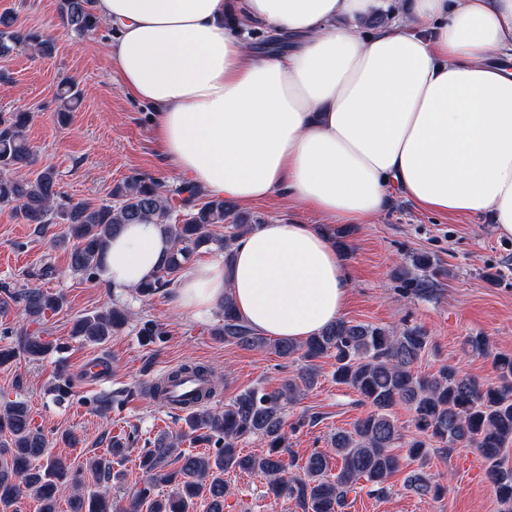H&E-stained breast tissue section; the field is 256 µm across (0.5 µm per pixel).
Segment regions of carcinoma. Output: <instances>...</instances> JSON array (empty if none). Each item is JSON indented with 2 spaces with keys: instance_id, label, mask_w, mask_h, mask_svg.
<instances>
[{
  "instance_id": "1",
  "label": "carcinoma",
  "mask_w": 512,
  "mask_h": 512,
  "mask_svg": "<svg viewBox=\"0 0 512 512\" xmlns=\"http://www.w3.org/2000/svg\"><path fill=\"white\" fill-rule=\"evenodd\" d=\"M90 2L60 0L67 28L83 35L98 26ZM19 44L28 46L35 57H49L54 51L51 36L21 33L14 29L13 15L1 13L0 57L9 56ZM56 100L58 119L65 124L80 105V93L74 83L65 80L57 88ZM30 120L31 113L21 109L0 114V204L14 205L22 223L35 225V232L42 236L55 224L65 225L66 234L59 242L72 241L69 267L89 279L99 275L108 242L126 224L151 221L161 225L174 242L155 278L138 287L139 294L148 297L175 285L194 255L212 242L224 249L225 262H230L233 243L261 223L237 211L230 200L211 197L203 202L197 187L183 183L167 191L157 179L137 172L112 189L111 203H73L59 190L56 170L37 167L38 155L26 137ZM217 227L227 233L217 236ZM438 273L425 255L411 257L410 265L398 269L405 287L418 292L427 289L426 278ZM3 294L1 305L20 304L29 321L37 325L63 304L62 297L37 287L20 294L5 288ZM221 311L223 323L214 334L224 337V342L266 349L284 360L301 361L303 366L271 391L263 386L241 391L222 411L209 406L213 373L205 366L182 364L148 385L153 398L165 405L169 385L182 376L191 375L203 383L185 425L194 442L218 445L215 453L186 452L179 448L181 437L161 432L140 457L142 470L159 483L176 485V495L151 498L143 489L112 509V500L105 493H84L80 472L62 458L47 454L45 437L32 422L27 404L10 401L0 407V512H13L29 494L40 502V512H57V498L67 488L75 491L70 499L73 512H141L143 508L147 512H190L198 498L208 501V512H224L228 491L224 473L231 469L264 477L267 493L275 500L293 501L299 512H342L348 495L365 487L378 498L386 494L387 481L402 468L403 457L395 449H405L406 458L423 464L434 442L448 450L478 449L486 460L485 475L499 512H512V466L504 459L505 450L512 445L511 355L494 359L498 382L484 385L451 364L434 373L416 371L414 365L431 346V338L418 326L395 331L340 320L297 342L252 332L227 299ZM129 321V311L115 304L78 318L72 335L100 344L122 332ZM137 335L143 344L153 345L162 331L155 322L143 320ZM50 348L42 337L24 335L16 345L0 347V365L19 354L40 360ZM326 358L332 379L357 392L370 411L352 430L333 435L332 453L315 451L300 464L292 456L285 457L284 408L297 400L301 388L317 384L320 362ZM399 403L413 411L415 435L408 439L390 415ZM252 436L264 439L265 453L244 454L237 448L238 441ZM129 445L127 437L113 438L108 454L95 458L91 469L107 482L119 480L121 472L114 470L113 464L124 460ZM176 462L179 467L169 469ZM404 487L420 497L438 498L445 491L422 470L409 472Z\"/></svg>"
}]
</instances>
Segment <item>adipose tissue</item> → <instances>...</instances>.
I'll return each instance as SVG.
<instances>
[{
  "label": "adipose tissue",
  "mask_w": 512,
  "mask_h": 512,
  "mask_svg": "<svg viewBox=\"0 0 512 512\" xmlns=\"http://www.w3.org/2000/svg\"><path fill=\"white\" fill-rule=\"evenodd\" d=\"M390 11L391 24L364 29ZM122 89L154 109L174 171L239 204L274 193L336 224H369L391 193L439 215L490 214L512 237V0H93ZM259 25L285 52L255 48ZM125 225L102 261L126 294L172 251ZM232 261L193 266L177 311L232 299L252 331L303 341L343 316L349 275L312 225L268 222Z\"/></svg>",
  "instance_id": "adipose-tissue-1"
}]
</instances>
